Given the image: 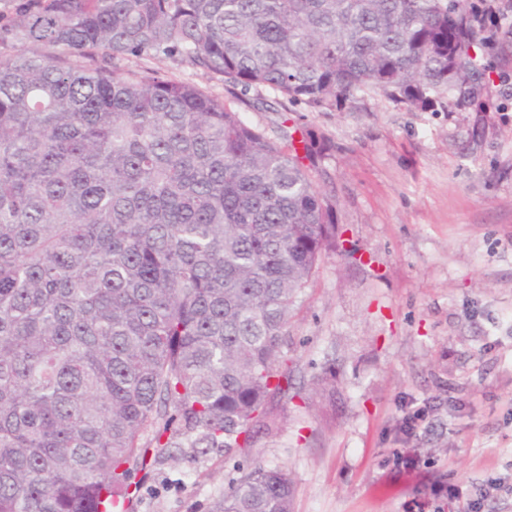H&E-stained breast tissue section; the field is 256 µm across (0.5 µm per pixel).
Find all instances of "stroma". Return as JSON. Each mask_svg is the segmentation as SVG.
Returning a JSON list of instances; mask_svg holds the SVG:
<instances>
[{"label": "stroma", "mask_w": 512, "mask_h": 512, "mask_svg": "<svg viewBox=\"0 0 512 512\" xmlns=\"http://www.w3.org/2000/svg\"><path fill=\"white\" fill-rule=\"evenodd\" d=\"M488 27L493 96L415 112L243 108L272 139L327 148L312 172L344 250L326 252L284 332L292 387L246 451L136 472L131 512H209L255 465L294 512H512V0ZM461 489V499L435 494Z\"/></svg>", "instance_id": "stroma-1"}]
</instances>
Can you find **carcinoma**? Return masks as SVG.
Masks as SVG:
<instances>
[{
	"label": "carcinoma",
	"instance_id": "1",
	"mask_svg": "<svg viewBox=\"0 0 512 512\" xmlns=\"http://www.w3.org/2000/svg\"><path fill=\"white\" fill-rule=\"evenodd\" d=\"M472 11L15 0L0 16V512H129L132 471L243 448L282 392L303 290L343 244L308 174L314 134L277 143L210 90L113 61L188 62L242 105L483 106L491 39ZM293 502L288 472L257 465L211 512Z\"/></svg>",
	"mask_w": 512,
	"mask_h": 512
}]
</instances>
